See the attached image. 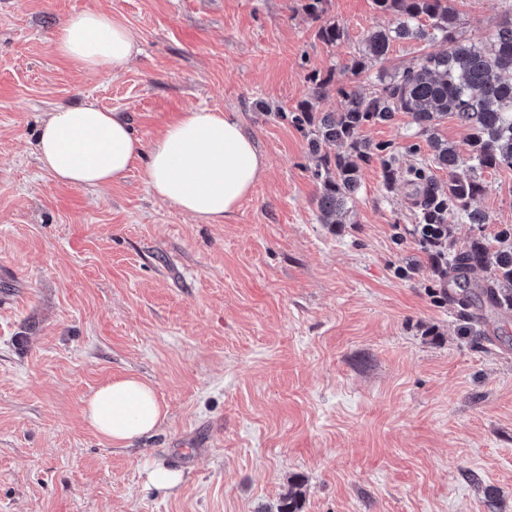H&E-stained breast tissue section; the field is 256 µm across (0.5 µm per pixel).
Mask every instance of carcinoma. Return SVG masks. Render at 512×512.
I'll list each match as a JSON object with an SVG mask.
<instances>
[{
    "label": "carcinoma",
    "instance_id": "cac0c4a2",
    "mask_svg": "<svg viewBox=\"0 0 512 512\" xmlns=\"http://www.w3.org/2000/svg\"><path fill=\"white\" fill-rule=\"evenodd\" d=\"M324 0H308L306 11L320 25L317 36L328 45L345 37L344 29L323 17ZM455 0H373L375 9L393 18V26L368 32L348 70L362 73L386 61L391 44L414 39L448 45L443 51L423 52L416 62L378 76L369 93L335 79L332 73L309 77L312 97L288 113V122L308 141L315 198L322 224H342L348 202L360 185L361 168L377 161L385 185L402 182L412 189L415 237L423 245L442 288V297L457 304L465 320L462 334L483 336L481 322L470 312L475 302L498 311L512 310V225L500 229L495 243L474 239L456 248L448 216L467 224L488 219L472 206L483 192L478 171L512 168V16L487 41L464 39L459 32ZM335 94L341 107L320 112L316 101ZM403 112L426 138L431 162L448 172L440 187L423 167H404L390 144L361 137L366 126L394 124ZM452 117L469 130L468 157L440 139L437 126ZM489 272L479 294L471 291L468 273Z\"/></svg>",
    "mask_w": 512,
    "mask_h": 512
}]
</instances>
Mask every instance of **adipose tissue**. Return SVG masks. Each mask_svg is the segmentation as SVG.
I'll list each match as a JSON object with an SVG mask.
<instances>
[{
    "instance_id": "ef3b65f1",
    "label": "adipose tissue",
    "mask_w": 512,
    "mask_h": 512,
    "mask_svg": "<svg viewBox=\"0 0 512 512\" xmlns=\"http://www.w3.org/2000/svg\"><path fill=\"white\" fill-rule=\"evenodd\" d=\"M59 54L91 73L113 75L128 66L136 35L111 15H70L52 41ZM38 161L54 178L97 189L140 170L153 195L203 221L218 224L235 212L267 162L230 113L191 108L152 141L139 137L124 113L84 102L46 113L37 135ZM166 417L154 388L137 377L101 387L87 401L85 418L118 446L150 435Z\"/></svg>"
}]
</instances>
